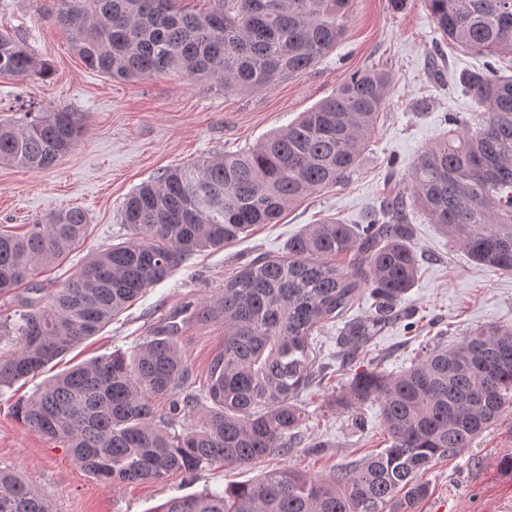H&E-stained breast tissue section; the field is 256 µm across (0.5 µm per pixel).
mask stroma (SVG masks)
Wrapping results in <instances>:
<instances>
[{
  "label": "stroma",
  "mask_w": 512,
  "mask_h": 512,
  "mask_svg": "<svg viewBox=\"0 0 512 512\" xmlns=\"http://www.w3.org/2000/svg\"><path fill=\"white\" fill-rule=\"evenodd\" d=\"M44 4L0 0V26L25 40L52 68L46 81L34 75L0 77V118L45 106L83 114L88 131L49 169L0 164V225L20 232L52 212L76 206L86 212L89 232L65 262L37 269L32 287L0 294V317L35 298L36 288L60 287L96 251L125 241L129 230L121 222V205L141 183L168 168L255 145L330 96L354 71L381 69L392 75L386 108L345 183L309 196L279 223L256 225L228 246L197 252L98 335L50 364L52 375L115 350H131L175 311L218 294L250 260L283 254L289 238L305 225L332 218L363 223L369 209L407 191L417 157L447 134V116L471 127L480 112L463 78L482 70L485 57L443 40L423 0H408L400 12L389 0H355L342 41L310 73L251 93H228L215 81L190 80L176 72L128 81L108 78L78 58L69 32L44 17ZM408 222L420 270L397 308V320L352 365L338 355L343 322L310 338L325 377L298 397L307 419L301 427L304 445L292 455L240 467L216 463L191 476L111 486L17 418L14 403L43 383L39 375L0 389V467L19 472L52 501L54 512H153L168 499L206 488L220 492L284 467L325 477L339 465L387 448L379 403L360 409V429L352 426L350 413L334 405L355 373L368 368L396 375L430 345L452 344L479 326L512 327V274L476 267L418 210H410ZM223 341L222 322L183 327L179 344L196 384H203ZM508 456L512 408L473 447L438 460L424 477L425 497L408 512H512V471L502 465Z\"/></svg>",
  "instance_id": "1"
}]
</instances>
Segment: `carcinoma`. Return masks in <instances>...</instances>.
Returning a JSON list of instances; mask_svg holds the SVG:
<instances>
[{
  "mask_svg": "<svg viewBox=\"0 0 512 512\" xmlns=\"http://www.w3.org/2000/svg\"><path fill=\"white\" fill-rule=\"evenodd\" d=\"M189 11L180 0H50L47 18L70 32L84 64L109 78L178 71L226 92H257L311 70L342 40L354 0H211ZM443 39L490 57L512 55V0H424ZM49 64L22 39L0 31V76L45 77ZM392 76L353 72L287 128L236 154L165 171L121 206L130 237L89 258L46 299L28 300L0 334V387L44 372L97 335L179 263L222 248L255 224H276L290 207L335 186L359 162L386 106ZM482 109L476 130L455 126L412 168L410 198L372 210L363 224H307L281 256L257 258L194 310L224 322L204 394L176 340V320L130 352L116 350L51 376L14 404L32 432L63 445L88 474L108 484L158 482L173 473L287 457L302 443L306 410L295 398L318 372L310 338L343 319L363 289L374 312L347 323L341 357H358L414 286L419 259L409 243L408 205L475 264L512 273V75L493 63L466 77ZM87 131L78 112H24L0 120V163L43 170ZM71 207L22 234L0 226V293L58 265L88 234ZM352 254L351 270L335 258ZM168 400L169 414L155 401ZM380 403L389 446L325 478L283 468L222 492L170 499L154 512H406L427 492L424 476L460 454L512 406V329L484 326L437 345L398 375L355 374L336 407ZM196 423L175 431L176 423ZM0 512H53L50 500L0 467Z\"/></svg>",
  "mask_w": 512,
  "mask_h": 512,
  "instance_id": "carcinoma-1",
  "label": "carcinoma"
}]
</instances>
